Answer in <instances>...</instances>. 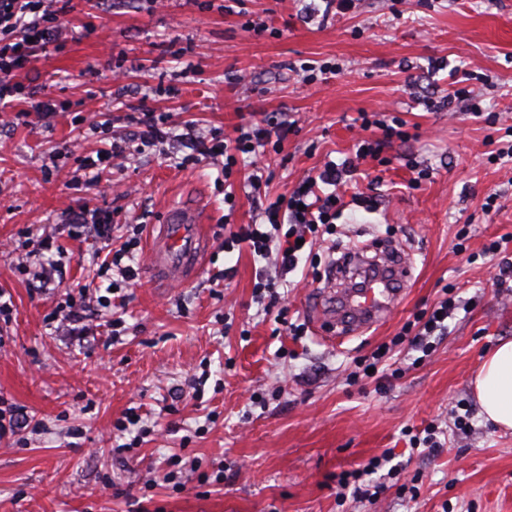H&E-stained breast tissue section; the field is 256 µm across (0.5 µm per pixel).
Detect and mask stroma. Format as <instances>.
<instances>
[{
	"instance_id": "1",
	"label": "stroma",
	"mask_w": 512,
	"mask_h": 512,
	"mask_svg": "<svg viewBox=\"0 0 512 512\" xmlns=\"http://www.w3.org/2000/svg\"><path fill=\"white\" fill-rule=\"evenodd\" d=\"M71 0L67 29L81 30L35 58L17 80L57 103L54 116L0 127V241L25 252L27 235H53L65 252L53 284L35 288L0 255V289L13 312L0 333V406L29 427L0 437V512H512V432L481 415L472 380L500 340L512 338V287L497 285L481 252L506 239L512 258V0H360L343 14L307 20L303 0ZM266 23L255 35L246 20ZM340 71L306 82L301 64ZM250 76L248 86L234 76ZM234 139L274 115L296 122L281 151L266 150L270 196L286 195L324 162L353 155L359 113L398 117L408 141L381 165L366 158L352 205L314 247L317 262L276 277L295 336L253 299L264 262L224 238L256 216L243 173L224 179L186 149L145 147L85 181L82 159L128 138L142 109ZM432 168L411 185L405 164ZM495 212L484 214L487 196ZM88 206L155 235L168 209L200 210L207 245L184 282L141 273L117 305L127 335L81 338L48 320L68 289L90 282L98 240L68 235V213ZM412 265L384 321L333 334L320 299L334 244ZM462 309L435 352L387 384L350 374L443 294ZM265 404L252 403L253 393ZM464 408L472 429L457 430ZM139 415L155 426L120 448L115 425ZM438 427L437 448L412 435ZM390 452L399 474L378 470L377 502L340 490L337 477ZM198 462L203 482L165 481ZM231 468L217 480L219 469ZM416 478L417 499L399 487Z\"/></svg>"
}]
</instances>
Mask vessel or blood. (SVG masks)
<instances>
[{
  "label": "vessel or blood",
  "mask_w": 512,
  "mask_h": 512,
  "mask_svg": "<svg viewBox=\"0 0 512 512\" xmlns=\"http://www.w3.org/2000/svg\"><path fill=\"white\" fill-rule=\"evenodd\" d=\"M205 241L195 212L169 210L150 252L153 270L171 278L182 277L184 272L197 267ZM410 274V268L402 263L368 269L363 287L345 291L343 308L332 319V326L349 333L377 325L397 304L400 287Z\"/></svg>",
  "instance_id": "1"
}]
</instances>
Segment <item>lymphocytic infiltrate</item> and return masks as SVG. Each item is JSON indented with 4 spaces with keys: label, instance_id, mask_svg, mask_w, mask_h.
Masks as SVG:
<instances>
[{
    "label": "lymphocytic infiltrate",
    "instance_id": "obj_1",
    "mask_svg": "<svg viewBox=\"0 0 512 512\" xmlns=\"http://www.w3.org/2000/svg\"><path fill=\"white\" fill-rule=\"evenodd\" d=\"M70 0H0V123L15 126L28 117L30 112L49 117L55 112L52 101H37L30 109L12 110V100L17 97L22 86L16 82L18 71L30 63L35 50H47L59 45L65 30L62 22L66 6ZM135 139L154 146L174 144L182 141L190 145L188 162H196L198 157L223 161L225 176H232L237 157L241 154L252 158V171L247 183L253 191H260L263 185L264 168L260 162L263 150L268 144L283 143L293 132V123L271 118L242 127L233 143L218 139L217 135L205 136L195 126H187L185 133L173 135L167 117L147 110L137 118ZM362 129L378 128L377 138H364L358 141L354 157L343 162H328L324 168L305 177L289 196L277 197L262 207L259 216L252 223L239 225L224 239L225 251H233L248 246L253 254L265 259H273L282 273L295 270L303 246L313 245L320 227L334 224L341 215L344 204L334 191L320 195V185L342 184L344 178L355 175L357 160L378 156L383 148L394 141L405 139L401 127L386 123H372L362 118ZM71 238L80 239L87 234H95L103 242L106 252L101 262L99 275L110 276L111 287L122 291L132 287L138 277L136 253L140 246L142 225H131L120 246L112 244V226L109 214L98 209H84L73 215L68 226ZM460 306L459 301L444 297L432 311L425 313L412 324L404 327L403 335L411 350L429 354L433 348V337L442 335L446 329L445 317Z\"/></svg>",
    "mask_w": 512,
    "mask_h": 512
}]
</instances>
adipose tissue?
I'll return each instance as SVG.
<instances>
[{"label":"adipose tissue","instance_id":"ef3b65f1","mask_svg":"<svg viewBox=\"0 0 512 512\" xmlns=\"http://www.w3.org/2000/svg\"><path fill=\"white\" fill-rule=\"evenodd\" d=\"M473 387L483 416L498 428L512 429V340L500 341L483 360Z\"/></svg>","mask_w":512,"mask_h":512}]
</instances>
